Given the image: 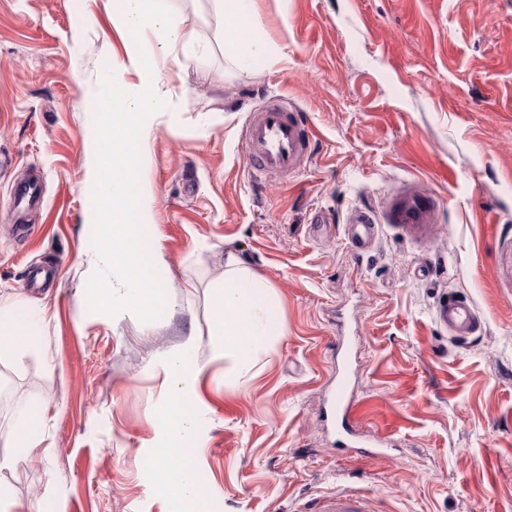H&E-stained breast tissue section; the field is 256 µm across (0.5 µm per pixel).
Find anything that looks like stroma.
<instances>
[{
  "instance_id": "obj_1",
  "label": "stroma",
  "mask_w": 512,
  "mask_h": 512,
  "mask_svg": "<svg viewBox=\"0 0 512 512\" xmlns=\"http://www.w3.org/2000/svg\"><path fill=\"white\" fill-rule=\"evenodd\" d=\"M171 4L210 53L161 71L147 236L173 306L145 322L92 311L85 290L87 129L104 80H136L112 4L0 0V302L43 326L0 355V433L32 443L0 470L9 512H168L154 409L192 332L205 512H307L350 489L374 512H512V0H256L247 36L268 50L229 55L213 0ZM274 97L317 139L300 171L258 179L241 130ZM34 174L24 241L10 208ZM361 212L364 247L348 235ZM230 250L284 325L239 381L209 334ZM452 293L483 323L464 342L439 315ZM337 373L383 454L339 450Z\"/></svg>"
}]
</instances>
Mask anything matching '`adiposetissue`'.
<instances>
[{
  "label": "adipose tissue",
  "instance_id": "adipose-tissue-1",
  "mask_svg": "<svg viewBox=\"0 0 512 512\" xmlns=\"http://www.w3.org/2000/svg\"><path fill=\"white\" fill-rule=\"evenodd\" d=\"M220 308L210 333L224 342V373L229 378L250 374L262 353L282 335L276 317L277 294L235 254L224 260V284L217 291ZM201 368L196 340L188 338L169 356V394L157 409V420L166 437L153 454L158 485L172 505V512H193L200 502V478L191 465L173 466L172 448L187 447L196 437V417L185 405L195 388Z\"/></svg>",
  "mask_w": 512,
  "mask_h": 512
}]
</instances>
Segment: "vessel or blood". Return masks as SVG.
Here are the masks:
<instances>
[{
	"mask_svg": "<svg viewBox=\"0 0 512 512\" xmlns=\"http://www.w3.org/2000/svg\"><path fill=\"white\" fill-rule=\"evenodd\" d=\"M241 136L247 149V165L255 174L294 173L309 159L313 132L299 108L276 99L265 103L248 117ZM15 214L19 221L14 229L27 237L31 228L21 223L26 210L39 206L41 199L36 182H28L14 191ZM454 338L465 340L481 329V322L472 304L448 300L439 311ZM329 410L341 418L344 432H351L353 408L347 398V385L337 380L331 390ZM316 512H371L370 499L364 493L349 491L324 499Z\"/></svg>",
	"mask_w": 512,
	"mask_h": 512,
	"instance_id": "b4317fda",
	"label": "vessel or blood"
}]
</instances>
